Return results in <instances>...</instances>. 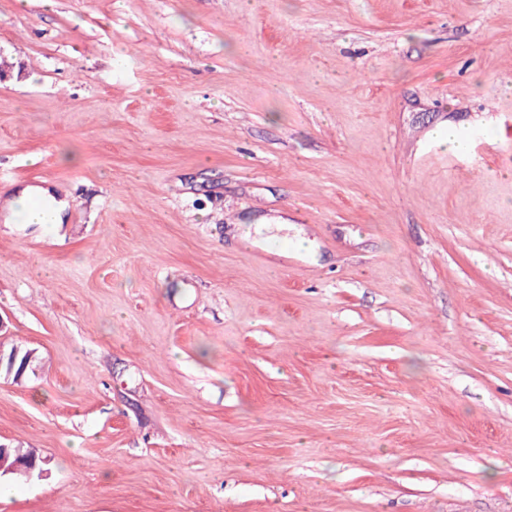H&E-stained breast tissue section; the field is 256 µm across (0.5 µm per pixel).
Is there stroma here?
Here are the masks:
<instances>
[{
	"instance_id": "obj_1",
	"label": "stroma",
	"mask_w": 512,
	"mask_h": 512,
	"mask_svg": "<svg viewBox=\"0 0 512 512\" xmlns=\"http://www.w3.org/2000/svg\"><path fill=\"white\" fill-rule=\"evenodd\" d=\"M0 59V195L70 200L0 211V512H512V0H0ZM41 198L48 202L50 210L48 216L42 211L24 206L21 210L25 212V224H60L64 221V216L69 207L68 196L61 197L59 194H53L50 188L28 187L23 189L19 198L26 201L31 198ZM0 375L15 382L36 376L39 369L38 352L24 343L13 344L9 350L1 351Z\"/></svg>"
}]
</instances>
